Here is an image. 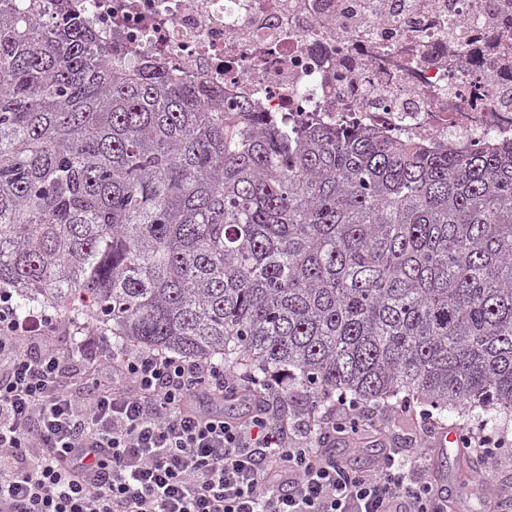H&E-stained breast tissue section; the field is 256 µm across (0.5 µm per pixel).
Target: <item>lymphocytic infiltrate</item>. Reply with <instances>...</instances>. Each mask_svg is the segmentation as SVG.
<instances>
[{"instance_id":"1","label":"lymphocytic infiltrate","mask_w":512,"mask_h":512,"mask_svg":"<svg viewBox=\"0 0 512 512\" xmlns=\"http://www.w3.org/2000/svg\"><path fill=\"white\" fill-rule=\"evenodd\" d=\"M54 316L20 315L0 288V512H446L428 478L386 449L365 469L329 455L310 420L197 406L236 398L218 365L111 352L109 380L68 378Z\"/></svg>"}]
</instances>
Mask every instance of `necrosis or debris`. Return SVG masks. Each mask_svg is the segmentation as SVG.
Here are the masks:
<instances>
[{"label":"necrosis or debris","instance_id":"necrosis-or-debris-1","mask_svg":"<svg viewBox=\"0 0 512 512\" xmlns=\"http://www.w3.org/2000/svg\"><path fill=\"white\" fill-rule=\"evenodd\" d=\"M125 61L296 128L512 140V0H67Z\"/></svg>","mask_w":512,"mask_h":512}]
</instances>
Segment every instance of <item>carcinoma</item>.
Segmentation results:
<instances>
[{"label":"carcinoma","mask_w":512,"mask_h":512,"mask_svg":"<svg viewBox=\"0 0 512 512\" xmlns=\"http://www.w3.org/2000/svg\"><path fill=\"white\" fill-rule=\"evenodd\" d=\"M118 349L303 393L512 413V144L291 128L0 0V285Z\"/></svg>","instance_id":"cac0c4a2"}]
</instances>
